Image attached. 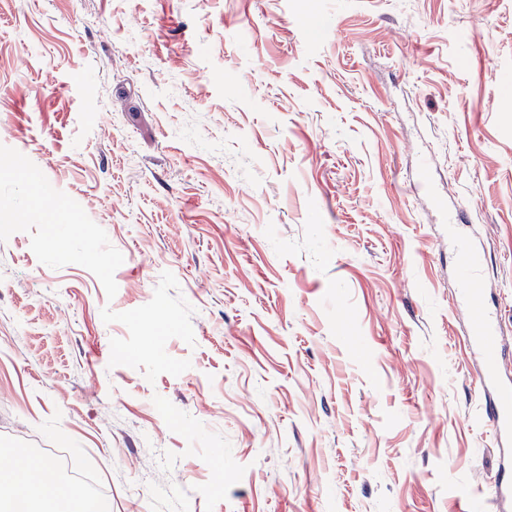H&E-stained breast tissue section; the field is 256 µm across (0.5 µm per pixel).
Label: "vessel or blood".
<instances>
[{"instance_id":"b4317fda","label":"vessel or blood","mask_w":512,"mask_h":512,"mask_svg":"<svg viewBox=\"0 0 512 512\" xmlns=\"http://www.w3.org/2000/svg\"><path fill=\"white\" fill-rule=\"evenodd\" d=\"M453 254L459 295L470 316L466 345L477 378L487 392L484 417L495 437L499 458L492 496L472 502L470 512H505L512 505V373L506 368L499 316L486 292V253L462 237L456 241Z\"/></svg>"}]
</instances>
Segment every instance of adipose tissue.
<instances>
[{"label": "adipose tissue", "mask_w": 512, "mask_h": 512, "mask_svg": "<svg viewBox=\"0 0 512 512\" xmlns=\"http://www.w3.org/2000/svg\"><path fill=\"white\" fill-rule=\"evenodd\" d=\"M28 499L36 512H57V500L71 501L75 512H112L108 500L91 502L60 481L56 467L46 460L17 457L13 468L0 470V501L6 495Z\"/></svg>", "instance_id": "obj_1"}]
</instances>
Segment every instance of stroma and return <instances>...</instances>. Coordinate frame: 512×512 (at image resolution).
Here are the masks:
<instances>
[{"label":"stroma","instance_id":"obj_1","mask_svg":"<svg viewBox=\"0 0 512 512\" xmlns=\"http://www.w3.org/2000/svg\"><path fill=\"white\" fill-rule=\"evenodd\" d=\"M455 202L512 339V0H0V455L112 512H467Z\"/></svg>","mask_w":512,"mask_h":512}]
</instances>
